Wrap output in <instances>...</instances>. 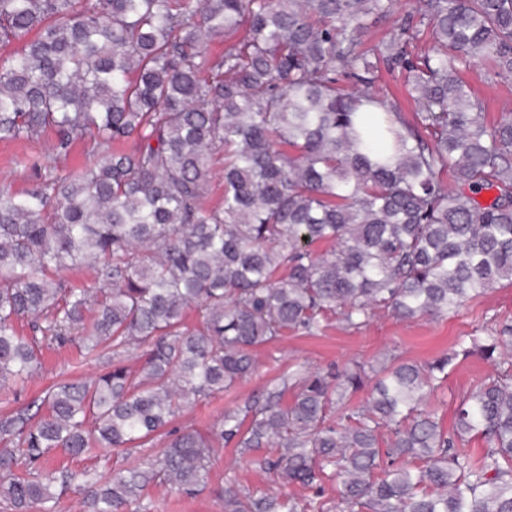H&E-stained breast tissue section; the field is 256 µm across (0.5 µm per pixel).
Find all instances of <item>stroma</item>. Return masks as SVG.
<instances>
[{"label": "stroma", "mask_w": 512, "mask_h": 512, "mask_svg": "<svg viewBox=\"0 0 512 512\" xmlns=\"http://www.w3.org/2000/svg\"><path fill=\"white\" fill-rule=\"evenodd\" d=\"M26 154L40 155L43 165L57 175L70 172L86 160V149L80 143L73 145L67 157L60 158L50 152L49 142L45 139L36 144L0 141V184L11 185L17 191H26L35 185L31 170L18 163ZM506 324L512 325V281L507 280L501 281L468 308L438 319L400 322L390 315L380 314L358 332L343 330L334 319L317 335L291 332L279 341L259 348L256 352L258 367L251 377L211 401L193 405L182 420L197 428H205L219 414L260 395L281 375L291 371L341 368L356 361L374 365L393 359L424 365L450 354L454 360L447 368L448 377L430 399L444 428L448 429L453 423L457 394L474 388L493 369L492 363L480 355L459 354L460 340L485 341L487 336ZM96 373V366L81 361L72 347L44 350L43 367L25 383L21 400L31 401L57 380H85ZM230 479L257 494L277 489L251 457L241 456L234 447L227 446L205 489L192 495L173 490L155 492L153 512H224L222 490Z\"/></svg>", "instance_id": "obj_1"}]
</instances>
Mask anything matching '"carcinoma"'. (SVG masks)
I'll list each match as a JSON object with an SVG mask.
<instances>
[{
  "instance_id": "carcinoma-1",
  "label": "carcinoma",
  "mask_w": 512,
  "mask_h": 512,
  "mask_svg": "<svg viewBox=\"0 0 512 512\" xmlns=\"http://www.w3.org/2000/svg\"><path fill=\"white\" fill-rule=\"evenodd\" d=\"M396 2L0 0V44L21 43L0 57V140L51 132L53 153L81 142L89 158L58 177L29 156L38 183L0 187V390L18 396L55 346L100 367L0 412L11 512H56L67 493L80 512H151L154 488L205 487L230 443L268 449L255 463L304 490L333 467L337 512H512L507 326L463 349L494 369L459 395L449 432L428 403L447 357L293 371L203 430L179 423L290 331L314 335L336 312L350 332L378 313L444 316L512 280V112L486 123L466 79L477 64L512 76V0H418L367 41ZM383 66L403 75L411 116L376 91ZM216 157L224 199L210 207ZM72 267L89 287L66 286ZM473 440L479 455L457 451ZM57 451L88 464L42 469ZM309 506L224 488L226 512Z\"/></svg>"
}]
</instances>
